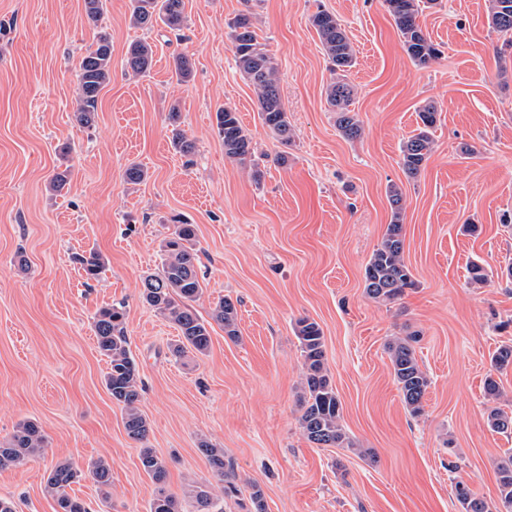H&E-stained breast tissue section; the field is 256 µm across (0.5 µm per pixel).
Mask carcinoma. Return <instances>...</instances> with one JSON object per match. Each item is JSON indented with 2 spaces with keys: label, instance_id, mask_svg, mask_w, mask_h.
<instances>
[{
  "label": "carcinoma",
  "instance_id": "obj_1",
  "mask_svg": "<svg viewBox=\"0 0 512 512\" xmlns=\"http://www.w3.org/2000/svg\"><path fill=\"white\" fill-rule=\"evenodd\" d=\"M488 19L494 31L512 36V0H488ZM387 10L402 39L405 51L418 65H427L437 59L440 51L424 32L418 18L438 0H385ZM107 10V0H85L88 23L97 29L94 47L87 50L79 65L76 88L77 109L75 119L83 127L93 124L100 91L112 78V40L101 26ZM131 24L137 28L152 29L161 24L170 31L180 32L186 23L184 0H132ZM324 51L337 77L328 85L326 100L336 112V127L341 135L354 140L361 136L362 127L356 113L349 109L352 87L346 81V72L355 65L353 47L343 25L336 16L319 10L311 17ZM237 66L242 76L254 88L263 124L283 144L291 141L292 130L288 113L278 87V65L275 58L258 39L248 13L237 15L228 23ZM153 63V48L147 42L129 46L123 60L126 72L135 76L146 74ZM174 74L178 82L186 83L192 76L188 58L174 57ZM419 122L402 144L401 162L404 171L415 176L428 160L434 145V129L438 122L435 105L427 103L418 112ZM172 126V148L192 164L195 143L180 129V112L173 105L168 113ZM218 135L224 145V155L243 168L251 170L255 180L262 171L255 159L252 138L243 126L238 112L225 107L216 112ZM392 219L381 244L374 250L364 272L367 296L378 302H391L415 286L413 274L404 261V224H402V192L399 186L387 190ZM161 266L158 272L146 276L142 282L141 297L145 303L159 311L179 330L178 344L172 354L178 358L205 354L211 342L209 323L201 320L193 303L200 299L204 283L198 273L196 227L176 224L162 245ZM76 261L89 278L96 277L104 265L103 256L91 250L76 257ZM238 312L229 298H222L212 310L211 318L224 326L231 339L238 338ZM122 307L111 306L100 310L94 318L93 328L97 346L108 359L104 382L107 391L124 412V427L133 441L142 444L139 453L141 468L156 485L149 503V512H183L178 498L167 492L168 475L164 457L146 446L149 425L140 411L142 381L129 349V338L123 325ZM295 333L300 343L302 363L300 426L311 443L321 447L349 448L351 441L342 426V404L325 367L324 336L320 325L308 318L296 322ZM414 334L397 337L388 345L394 379L402 394L409 414L419 417L424 412L423 398L429 379L421 369L414 343ZM488 425L501 433H512V414L493 407L487 414ZM46 437L34 421L19 423L12 434L0 441V468L19 467L41 455ZM200 448L214 473L224 477V449L206 441ZM90 477L98 485H111V467L105 460H97L88 467ZM499 499L505 512H512V457L498 466ZM79 476L73 463L62 461L51 471L47 488L56 500L57 512H88L83 501L68 493V488ZM456 498L463 512H488L486 502L476 496L464 482L455 485ZM195 502L193 512H212L211 492L201 487L190 492Z\"/></svg>",
  "mask_w": 512,
  "mask_h": 512
}]
</instances>
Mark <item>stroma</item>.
<instances>
[{
	"mask_svg": "<svg viewBox=\"0 0 512 512\" xmlns=\"http://www.w3.org/2000/svg\"><path fill=\"white\" fill-rule=\"evenodd\" d=\"M184 2L187 25L173 34L132 26L130 0H108L112 79L84 128L76 75L95 36L84 0H0V440L24 420L49 440L42 456L0 469V496L17 512H56L52 467L101 458L109 489L85 475L71 494L90 512H148L155 486L105 387L93 330L95 315L120 303L148 445L166 459V487L183 507L200 486L222 512H254L256 486L265 512H461L459 481L498 507L497 466L512 455V433L488 425L484 381L495 376L497 405L511 411L512 367L493 370L491 358L512 344V43L490 27L488 0H441L420 16L441 50L425 66L405 52L384 0ZM320 8L356 52L355 140L342 137L326 102L333 74L310 21ZM245 10L278 63L288 146L264 126L236 68L227 23ZM138 40L154 61L134 78L122 62ZM176 53L193 66L189 83L172 74ZM428 102L439 112L434 148L411 178L401 146ZM174 104L196 144L190 166L170 145ZM224 106L252 137L261 183L224 155L215 123ZM132 163L148 171L137 185L123 178ZM66 168L71 185L54 194L50 179ZM393 184L416 286L384 303L366 295L364 271L391 221ZM177 220L197 229L204 293L194 309L211 324L208 352L181 360L169 352L176 326L140 299ZM90 249L106 261L93 279L74 260ZM475 260L488 283L471 282ZM223 297L237 303L235 341L210 321ZM301 318L322 328L351 447L317 446L300 427ZM412 333L430 381L416 418L388 353ZM204 441L223 448V476Z\"/></svg>",
	"mask_w": 512,
	"mask_h": 512,
	"instance_id": "stroma-1",
	"label": "stroma"
}]
</instances>
